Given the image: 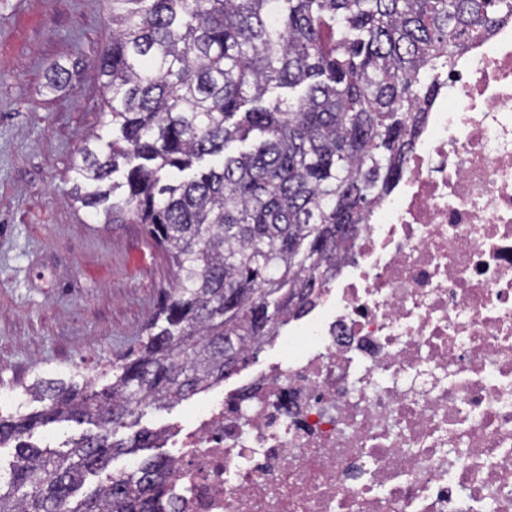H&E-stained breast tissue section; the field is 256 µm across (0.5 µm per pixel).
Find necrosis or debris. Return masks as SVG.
<instances>
[{
  "mask_svg": "<svg viewBox=\"0 0 512 512\" xmlns=\"http://www.w3.org/2000/svg\"><path fill=\"white\" fill-rule=\"evenodd\" d=\"M435 79L318 313L161 432L177 512H512V19Z\"/></svg>",
  "mask_w": 512,
  "mask_h": 512,
  "instance_id": "1",
  "label": "necrosis or debris"
}]
</instances>
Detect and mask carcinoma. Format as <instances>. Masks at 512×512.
<instances>
[{
    "label": "carcinoma",
    "mask_w": 512,
    "mask_h": 512,
    "mask_svg": "<svg viewBox=\"0 0 512 512\" xmlns=\"http://www.w3.org/2000/svg\"><path fill=\"white\" fill-rule=\"evenodd\" d=\"M108 2L107 132L72 160L73 201L144 225L178 285L106 383L40 378L26 395L41 409L0 415V447L17 452L0 512H168L172 458L110 471L157 433L114 436L221 385L314 307L351 242L336 225L362 223L404 174L431 72L512 16V0ZM276 89L300 94L266 98ZM60 422L86 426L67 451L29 441Z\"/></svg>",
    "instance_id": "1"
}]
</instances>
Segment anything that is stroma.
Instances as JSON below:
<instances>
[{"label":"stroma","mask_w":512,"mask_h":512,"mask_svg":"<svg viewBox=\"0 0 512 512\" xmlns=\"http://www.w3.org/2000/svg\"><path fill=\"white\" fill-rule=\"evenodd\" d=\"M112 39L107 0H0V414L30 412L41 377L95 376L134 346L162 290L166 254L143 225L107 224L72 200L71 162L99 131L96 69ZM65 69L68 81L50 89ZM199 394L146 410L140 427L177 431Z\"/></svg>","instance_id":"obj_1"}]
</instances>
